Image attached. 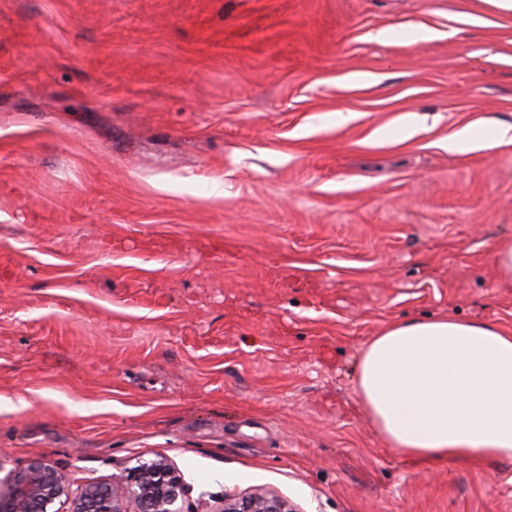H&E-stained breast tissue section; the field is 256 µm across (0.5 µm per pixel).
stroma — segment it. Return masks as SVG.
I'll list each match as a JSON object with an SVG mask.
<instances>
[{
    "label": "stroma",
    "mask_w": 512,
    "mask_h": 512,
    "mask_svg": "<svg viewBox=\"0 0 512 512\" xmlns=\"http://www.w3.org/2000/svg\"><path fill=\"white\" fill-rule=\"evenodd\" d=\"M491 122L499 0H0V481L512 512V461L407 458L355 381L394 322L512 333V144L446 147ZM491 257L498 272L499 282L512 286V239L497 243Z\"/></svg>",
    "instance_id": "stroma-1"
}]
</instances>
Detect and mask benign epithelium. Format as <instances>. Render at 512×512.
I'll return each instance as SVG.
<instances>
[{"instance_id":"1","label":"benign epithelium","mask_w":512,"mask_h":512,"mask_svg":"<svg viewBox=\"0 0 512 512\" xmlns=\"http://www.w3.org/2000/svg\"><path fill=\"white\" fill-rule=\"evenodd\" d=\"M185 493L179 472L163 460L144 462L109 481L70 491L67 477L51 462L34 459L14 472L7 493L0 492V512H59L55 504L68 500L67 512H127L125 498L136 512H182L177 503ZM224 512H293L277 494L224 496Z\"/></svg>"}]
</instances>
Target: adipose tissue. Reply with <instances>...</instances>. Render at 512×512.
Returning a JSON list of instances; mask_svg holds the SVG:
<instances>
[{
	"label": "adipose tissue",
	"mask_w": 512,
	"mask_h": 512,
	"mask_svg": "<svg viewBox=\"0 0 512 512\" xmlns=\"http://www.w3.org/2000/svg\"><path fill=\"white\" fill-rule=\"evenodd\" d=\"M357 392L405 456L512 461V334L453 317L387 325L363 348Z\"/></svg>",
	"instance_id": "adipose-tissue-1"
}]
</instances>
